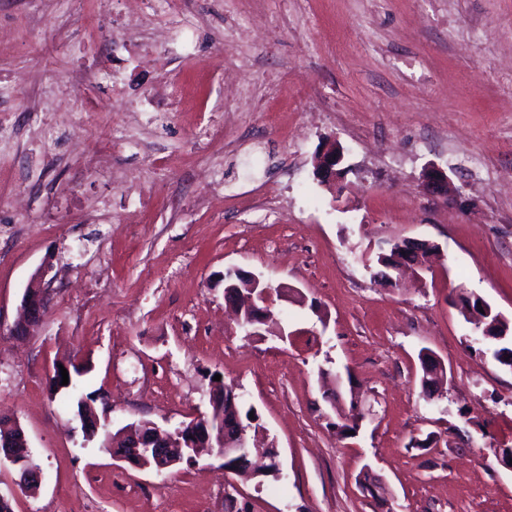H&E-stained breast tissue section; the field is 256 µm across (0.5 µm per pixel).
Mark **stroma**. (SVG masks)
I'll use <instances>...</instances> for the list:
<instances>
[{
	"mask_svg": "<svg viewBox=\"0 0 512 512\" xmlns=\"http://www.w3.org/2000/svg\"><path fill=\"white\" fill-rule=\"evenodd\" d=\"M125 13L123 0H0V411L43 476L28 493L0 464L12 512H225L230 485L249 512H512V369L480 354L458 299L467 289L512 322V0H156L138 34L185 31L191 53L147 68L109 46L129 37ZM105 20L113 38L86 61L78 43ZM228 59L245 93L229 116ZM93 63L121 71L124 93L92 87L99 121L76 143L50 87L87 82ZM172 74L182 103L130 111ZM333 140L346 174L328 186L313 158ZM105 152L108 179L91 166ZM432 164L453 200L427 190ZM403 237L442 257L425 281L381 284L372 257ZM47 257L50 308L11 336ZM233 265L301 292L271 296L282 336L237 327L221 279ZM424 350L446 369L431 401ZM70 364L77 392L51 393ZM324 369L351 377L356 435L334 427L349 405L326 401ZM214 374L256 409L282 478L206 454L141 470L105 434L83 437L81 398L109 403L111 429H172L210 412ZM367 467L378 495L358 484Z\"/></svg>",
	"mask_w": 512,
	"mask_h": 512,
	"instance_id": "1",
	"label": "stroma"
}]
</instances>
